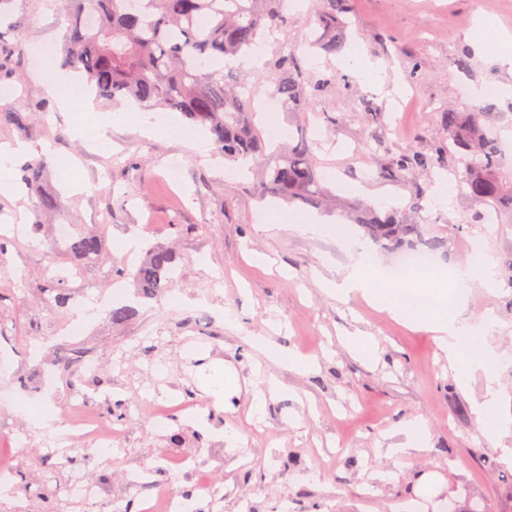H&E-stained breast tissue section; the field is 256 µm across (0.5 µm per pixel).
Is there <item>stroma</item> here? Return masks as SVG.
I'll return each mask as SVG.
<instances>
[{
  "label": "stroma",
  "mask_w": 512,
  "mask_h": 512,
  "mask_svg": "<svg viewBox=\"0 0 512 512\" xmlns=\"http://www.w3.org/2000/svg\"><path fill=\"white\" fill-rule=\"evenodd\" d=\"M0 40L48 42L61 47L67 21L56 0H10ZM487 18L512 31V0H352L347 41H359L365 57L382 72L357 79L340 57L309 54L307 70L331 77L312 112H276V122L294 139L317 140L315 155L337 195L346 200L396 207L415 190L427 195L425 235L442 240L436 262L467 264L468 246L483 240L497 260L498 288L472 286L464 316L493 317L490 341L512 355V216L497 224L477 221L480 204L460 188L454 151L442 162L384 181L377 170L413 152L427 153L441 130V115L484 108L505 147L512 148V101L497 96L512 87V69L502 67L473 42L475 22ZM467 55V69L456 65ZM483 86L475 100L459 86ZM0 111L19 112L25 128L0 126V143L46 145L44 189L54 211L37 215L38 198L23 184L0 197V225H8L7 262L0 265V387L11 401L0 409V512H110V505L141 504L155 497L154 482L166 477L183 494L189 477L171 475L167 462L193 460L220 488L218 500H197V512H439L455 502L461 512H512V432L492 441L476 421L475 405L485 383L480 374L451 369L431 333L394 319L361 294L336 297L348 256L335 237L312 238L294 223L299 206L264 198L255 175L231 174L222 161L199 151L194 140L160 133L144 135L138 121L115 124L112 146L96 149L82 127L109 121L117 107L98 99L92 113L76 118L46 90L42 66L22 53L0 88ZM380 119H373L372 111ZM179 171H171L173 159ZM456 181L450 210L430 193L441 178ZM271 228L258 230L259 220ZM59 224L73 233L104 227L103 257L90 265L59 254L48 242ZM173 251L176 275L161 297L134 305L130 318L113 323L104 288L126 265L129 236ZM268 255L272 266L251 262ZM75 294L58 308L38 285L55 276ZM93 308L85 333L71 335L70 318ZM270 338L284 351L315 364L300 373L269 361L252 344ZM349 336L373 337L377 355L365 361L349 352ZM94 351L99 385L93 400L105 420L124 431L104 467L89 466L102 498L85 501L68 492L72 462L82 449L61 443L66 413L81 384L72 373H55L43 391L23 386L32 369L52 363L60 347ZM233 367L239 387L214 396L221 366ZM275 382L265 407L250 411L254 386ZM199 412L186 419L179 404ZM167 410L156 423V410ZM420 419L429 430L426 450L393 454L388 435ZM239 436L228 447L225 436ZM435 480V494L420 488ZM31 494L16 499L15 483Z\"/></svg>",
  "instance_id": "stroma-1"
}]
</instances>
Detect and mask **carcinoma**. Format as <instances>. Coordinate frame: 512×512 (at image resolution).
I'll list each match as a JSON object with an SVG mask.
<instances>
[{
    "instance_id": "cac0c4a2",
    "label": "carcinoma",
    "mask_w": 512,
    "mask_h": 512,
    "mask_svg": "<svg viewBox=\"0 0 512 512\" xmlns=\"http://www.w3.org/2000/svg\"><path fill=\"white\" fill-rule=\"evenodd\" d=\"M68 14L62 65L87 77L97 95L133 100L145 109L178 112L190 124H201L212 135L215 151L233 166L264 155L265 143L254 122L252 83L238 73H224L229 60L251 54L284 21L287 0H60ZM316 13L298 44L280 42L264 62L273 95L296 111L316 108V96L328 79H312L302 56L313 49L336 52V24L350 11V0H317ZM207 24H199L200 18ZM488 113H445L434 154H406L378 172L386 180L416 169H427L443 155L444 146L458 149L465 193L500 215L512 213V183L496 174L499 148L487 131ZM28 189L40 187L41 162L22 168ZM264 193L304 207L328 206L332 193L319 170L308 140L276 148L259 173ZM424 192L418 191L405 209L382 212L360 204L356 223L386 249L442 247L438 239L423 237L417 218L424 211ZM102 250V235L79 234L66 242L65 253L95 259ZM174 253L163 247L147 249L134 278L139 295H163L169 287ZM40 291H54L55 302L66 308L71 295L64 279L57 278Z\"/></svg>"
}]
</instances>
